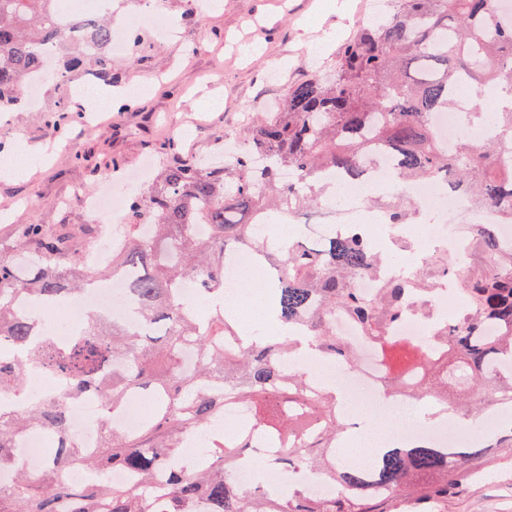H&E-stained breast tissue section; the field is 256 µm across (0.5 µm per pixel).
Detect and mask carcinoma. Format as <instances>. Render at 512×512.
<instances>
[{
    "label": "carcinoma",
    "mask_w": 512,
    "mask_h": 512,
    "mask_svg": "<svg viewBox=\"0 0 512 512\" xmlns=\"http://www.w3.org/2000/svg\"><path fill=\"white\" fill-rule=\"evenodd\" d=\"M61 2L0 0V112L25 104V79L48 48L63 58L51 70L56 84L85 66L101 81L112 79V56L82 47L84 41L105 46L111 18ZM395 4L384 26L368 25L345 43L332 81L302 80L276 111L257 118L239 156L220 166L169 165L144 194L130 198L132 223L112 254V271L86 265L69 233L51 234L40 224L21 230L31 246L24 257L0 249V395L21 391L33 367L66 382L72 396H100L107 410L132 393L151 400L136 434H121L104 420L101 445L91 455L69 435L64 404L49 399L22 417L0 407V471L17 475L14 485L0 486V512H397L404 502L406 512H433L486 469L485 449L456 452L431 441L378 448L368 467L344 468L340 397L316 388L308 373L280 366L305 344L318 358L355 364V351L332 327L343 313L382 352H394L399 370L387 368L385 395L426 396L446 413L452 390L467 407L460 426L468 431L481 428L484 402L512 407V245L503 244L500 225H466L462 267L437 251L374 298L357 290L355 277L377 274L389 261L374 255L365 225L281 241L280 221L315 207L333 192L330 182L358 176L379 152L393 156L404 184L386 204L371 200L390 223L415 215L405 198L414 180L447 181L474 205L497 208L512 221V165L501 162L512 139V107L493 112L503 139L477 149L465 141L454 150L438 144L428 121L455 103L459 84L512 95V15L498 0ZM285 169L295 181H280ZM257 214L265 223H244ZM200 224L209 228L205 238L196 233ZM235 249L275 270L265 287L276 302V336L243 334L224 306V261ZM109 273L124 280L133 326L125 317L92 313L60 348L14 313L18 296L65 299ZM451 276L463 307L448 321L436 316L433 300ZM185 279L219 305L204 315L183 304L178 286ZM410 298L418 315L435 323L421 348L390 335ZM188 349L195 353L190 367L183 363ZM238 403L247 416L222 441L206 444L200 462L179 459L183 436L224 420L225 408ZM30 428L47 440L36 473L23 470L12 451ZM259 440L272 449L267 467L310 470L339 482L342 494L326 500L304 484L289 486L286 495L239 486L232 474ZM168 457V487L160 491L153 476ZM73 468L91 472V481L68 483ZM114 471L131 481L111 482Z\"/></svg>",
    "instance_id": "carcinoma-1"
}]
</instances>
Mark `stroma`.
Listing matches in <instances>:
<instances>
[{
	"mask_svg": "<svg viewBox=\"0 0 512 512\" xmlns=\"http://www.w3.org/2000/svg\"><path fill=\"white\" fill-rule=\"evenodd\" d=\"M198 10L195 0H155L177 34H144L112 69V87L143 92L120 109L92 117L78 98L48 86L39 112H0V146L38 145L47 158L20 181L0 179V246L16 251L20 229L39 224L66 231L76 249L100 244L108 228L81 204L104 171L224 159V140H245L252 116L268 112L309 70L332 72L342 43L361 26L360 0H220ZM279 75H272V68ZM66 118L52 126L53 109ZM79 144V152L66 142ZM491 467L443 504V512H512V460L488 449Z\"/></svg>",
	"mask_w": 512,
	"mask_h": 512,
	"instance_id": "stroma-1",
	"label": "stroma"
}]
</instances>
